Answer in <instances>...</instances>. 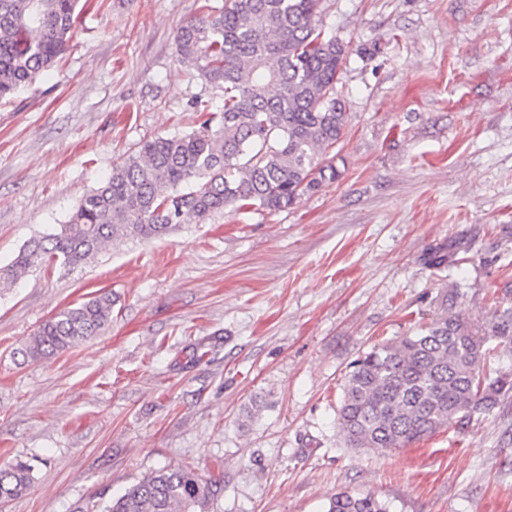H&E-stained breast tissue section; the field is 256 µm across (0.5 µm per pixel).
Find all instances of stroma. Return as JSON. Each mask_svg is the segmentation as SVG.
Wrapping results in <instances>:
<instances>
[{
	"mask_svg": "<svg viewBox=\"0 0 512 512\" xmlns=\"http://www.w3.org/2000/svg\"><path fill=\"white\" fill-rule=\"evenodd\" d=\"M197 0H79L62 61L0 101V266L55 231L114 162L196 129L219 89L174 45ZM347 46L341 175L292 208L216 213L0 286V465L31 464L0 512H87L189 466L203 512H512V392L406 447H347L344 376L373 345L455 309L512 308V0H321ZM455 264L433 260L449 242ZM112 294L99 336L36 360L63 307ZM326 512H389V509L372 493L357 496L339 493L329 499Z\"/></svg>",
	"mask_w": 512,
	"mask_h": 512,
	"instance_id": "obj_1",
	"label": "stroma"
}]
</instances>
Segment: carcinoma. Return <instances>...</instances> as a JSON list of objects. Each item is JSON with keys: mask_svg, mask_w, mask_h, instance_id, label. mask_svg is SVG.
<instances>
[{"mask_svg": "<svg viewBox=\"0 0 512 512\" xmlns=\"http://www.w3.org/2000/svg\"><path fill=\"white\" fill-rule=\"evenodd\" d=\"M79 0H0V99L32 85L68 48ZM319 0H200L176 30L180 62L221 89L199 128L144 141L79 201L60 231L34 239L0 268L15 284L32 270L70 272L108 245L160 237L227 208L269 212L340 176L322 156L343 137L348 104L336 90L344 43L319 23ZM112 293L47 320L25 354L37 359L100 334ZM491 337L512 338V310L475 329L453 309L412 336L374 345L349 366L337 423L354 448L403 447L492 411L512 379L485 370ZM31 465L0 468V501L30 486ZM208 485L192 468L160 470L98 505L99 512H196ZM327 512H389L374 494L339 493Z\"/></svg>", "mask_w": 512, "mask_h": 512, "instance_id": "cac0c4a2", "label": "carcinoma"}]
</instances>
